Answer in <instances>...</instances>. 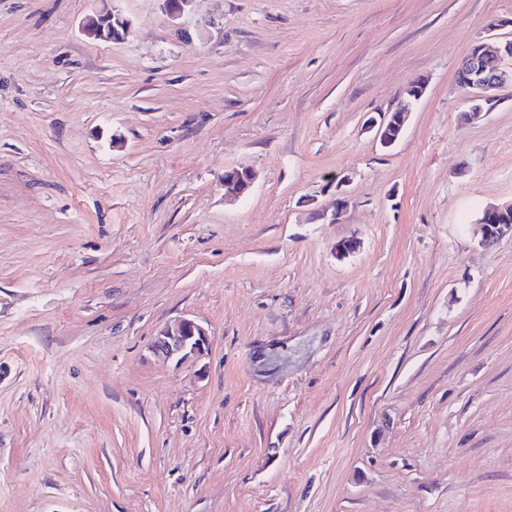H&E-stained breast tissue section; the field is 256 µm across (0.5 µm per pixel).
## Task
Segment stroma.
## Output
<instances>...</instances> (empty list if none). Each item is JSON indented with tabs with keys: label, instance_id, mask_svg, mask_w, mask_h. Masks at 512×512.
Returning <instances> with one entry per match:
<instances>
[{
	"label": "stroma",
	"instance_id": "35a3bbf8",
	"mask_svg": "<svg viewBox=\"0 0 512 512\" xmlns=\"http://www.w3.org/2000/svg\"><path fill=\"white\" fill-rule=\"evenodd\" d=\"M111 5L0 0V512H512V0ZM102 16L108 17L110 20H112V36L111 37H107L103 33L100 35H97L90 28L91 20L94 17H102ZM113 26L124 31V36L121 37L119 40L124 39L130 33V30H131V23L127 18L123 17L120 13H115L114 11H112L108 8H103V9L99 10L98 12H96L95 15H93L87 19V21L85 22V24L83 26V31H84L85 35L88 36L89 38L97 37V39L118 41V39L114 38ZM506 58L512 59V40H506L494 50L485 43L474 45L463 58L459 71L463 87L467 90L469 116L481 117L483 103L490 100V93L502 88L507 73L502 67ZM423 93V84L420 82L414 83V85H412L407 92L409 97L407 104H404L395 112L391 113L387 121H383L380 122V124H377V122L375 123L374 120H371L372 124H374V127L378 125L377 134L382 146L386 148L391 147L400 138L408 122L413 102L419 100ZM389 127H392L396 130V135L394 137L389 135ZM512 212V203L505 206H491L482 212V217L479 220V230L481 232V241L486 246V243H492L499 240L504 234L512 231V215L510 214L506 220H501L500 224L490 225V222L498 220L502 216H507ZM493 227V228H492ZM209 345L208 331L194 319L181 318L155 337L153 349L167 360L177 362L202 355Z\"/></svg>",
	"mask_w": 512,
	"mask_h": 512
}]
</instances>
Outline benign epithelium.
Instances as JSON below:
<instances>
[{
  "mask_svg": "<svg viewBox=\"0 0 512 512\" xmlns=\"http://www.w3.org/2000/svg\"><path fill=\"white\" fill-rule=\"evenodd\" d=\"M194 0H163V8L171 17H178L188 11ZM97 17H107L112 25L129 34L130 21L121 14L108 8L95 13ZM512 59V40H506L495 49L486 44L474 45L463 58L460 72L463 87L467 90L469 116L481 117L483 103L490 100V93L502 88L507 73L502 67L505 59ZM424 93L423 84L414 83L408 90L409 101L395 112L388 120L378 124L377 134L382 146L388 148L400 138L408 122L413 102L419 100ZM253 182L252 173L247 169L232 168L224 172V183L231 186L238 195L249 192ZM512 212V203L505 206H491L482 212L479 220L481 241L489 244L512 231V224H498L502 216ZM209 345L208 331L201 324L190 318H181L174 324L164 328L155 337L153 349L167 360L183 361L203 354Z\"/></svg>",
  "mask_w": 512,
  "mask_h": 512,
  "instance_id": "1",
  "label": "benign epithelium"
}]
</instances>
